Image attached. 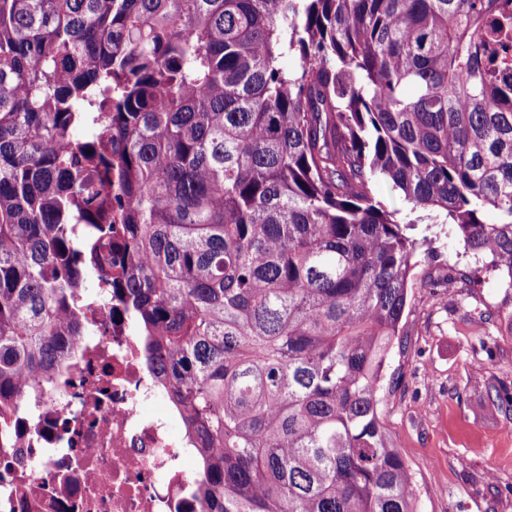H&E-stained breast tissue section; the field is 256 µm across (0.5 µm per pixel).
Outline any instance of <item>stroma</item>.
<instances>
[{"mask_svg": "<svg viewBox=\"0 0 512 512\" xmlns=\"http://www.w3.org/2000/svg\"><path fill=\"white\" fill-rule=\"evenodd\" d=\"M474 262L446 240L421 257L387 379L380 420L415 478L418 512H512V312L495 277L462 284Z\"/></svg>", "mask_w": 512, "mask_h": 512, "instance_id": "35a3bbf8", "label": "stroma"}]
</instances>
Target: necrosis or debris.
Segmentation results:
<instances>
[{
    "instance_id": "4bbe7bcc",
    "label": "necrosis or debris",
    "mask_w": 512,
    "mask_h": 512,
    "mask_svg": "<svg viewBox=\"0 0 512 512\" xmlns=\"http://www.w3.org/2000/svg\"><path fill=\"white\" fill-rule=\"evenodd\" d=\"M49 380L26 384L0 433V512H207L183 417L104 290Z\"/></svg>"
}]
</instances>
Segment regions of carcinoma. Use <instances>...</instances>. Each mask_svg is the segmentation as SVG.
<instances>
[{
    "label": "carcinoma",
    "instance_id": "carcinoma-1",
    "mask_svg": "<svg viewBox=\"0 0 512 512\" xmlns=\"http://www.w3.org/2000/svg\"><path fill=\"white\" fill-rule=\"evenodd\" d=\"M511 37L512 0H0V428L91 275L209 512H415L380 393L440 235L512 292Z\"/></svg>",
    "mask_w": 512,
    "mask_h": 512
}]
</instances>
